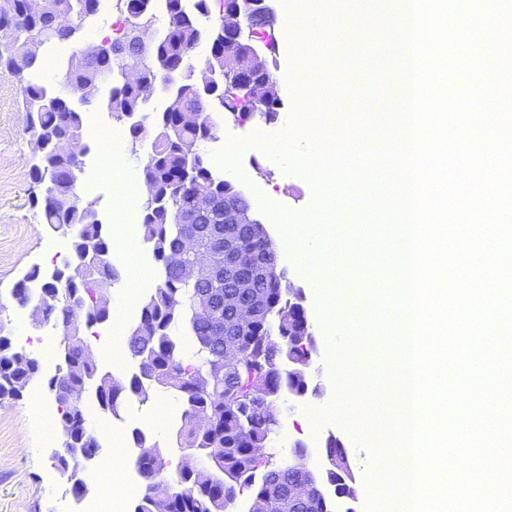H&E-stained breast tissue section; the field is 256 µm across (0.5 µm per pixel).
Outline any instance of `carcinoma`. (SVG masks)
I'll return each mask as SVG.
<instances>
[{"label":"carcinoma","instance_id":"obj_1","mask_svg":"<svg viewBox=\"0 0 512 512\" xmlns=\"http://www.w3.org/2000/svg\"><path fill=\"white\" fill-rule=\"evenodd\" d=\"M239 25L224 41L227 0H166L164 12H150L146 0H116L122 16L119 34L97 48L95 54L66 71L69 95L51 93L38 80L35 66L42 49L70 40L69 32H81L100 15L101 0H44L31 10V0H0V32H11L9 50L0 52V75L18 87L26 112L25 132L37 150L31 177L42 187L34 199L43 207L45 223L69 241L74 260L85 259L82 276L68 275L69 264L54 278L39 266L32 267L17 283L14 296L30 309L38 323L63 328L60 374L69 389L56 394L61 410L62 448L56 466L82 496L87 487L79 476L80 459L99 450L97 437L87 430L83 394L91 388L98 407L114 412L131 395L145 401L153 388L175 391L186 404L177 445L186 450L177 471L166 476L167 462L157 451L142 452L137 466L145 492L135 512H155L153 501L166 497L170 512H235L240 496L264 498L268 512H331L325 496L309 486L300 471L288 463L274 462L264 453L278 429L277 415L267 411L284 390L309 388L306 379L288 372L292 359L305 362L313 334L305 311L283 283L261 270L245 274L247 284L226 280L186 279L181 265L170 261L183 247L185 224L219 230L204 247L216 259L227 262L226 240L239 244L252 262L264 259L265 240L254 235L251 224L224 223V206L250 210L241 191L224 180L208 157L198 151L203 142L217 140L215 114L229 112L241 121L258 113L267 120L276 115L277 97L271 74L256 61L254 47L262 42L273 53L276 44L266 27L268 9L257 12L255 0H234ZM218 12H213V8ZM217 14L209 32V53L200 58L196 49L203 37L197 17ZM264 84L256 99L252 85ZM161 86L171 92L166 109L151 127L138 119L150 89ZM109 87L106 101L112 116L128 124L132 152L148 144L141 168L148 193L142 203L141 233L160 264L161 281L142 303L139 322L128 338V349L139 361L138 372L126 381L99 373L81 326L106 321L109 308L102 294L117 280L112 267V240L98 218L96 203L78 190L83 165L61 145L82 146L84 117L73 103H88L99 88ZM210 197L215 208L197 219L196 200ZM38 283L44 289L41 302L29 300L28 289ZM206 310L197 313L200 305ZM252 309L251 322H237L236 305ZM183 328L196 346L194 359L185 363L173 331ZM238 344V354L225 353V337ZM38 362L15 349L12 338L0 334V401L18 400L38 373ZM330 459L324 479L333 488L347 469L336 440L326 448Z\"/></svg>","mask_w":512,"mask_h":512}]
</instances>
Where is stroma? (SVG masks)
<instances>
[{
  "instance_id": "1",
  "label": "stroma",
  "mask_w": 512,
  "mask_h": 512,
  "mask_svg": "<svg viewBox=\"0 0 512 512\" xmlns=\"http://www.w3.org/2000/svg\"><path fill=\"white\" fill-rule=\"evenodd\" d=\"M273 22L270 33L275 40V52H261L260 59L269 70L278 91L279 105L273 120L255 116L247 122H239L232 115L219 117L218 141L208 143L206 149L214 167L225 180L244 192L252 206V215L263 224L271 239L279 268L286 271L290 280L305 293L304 308L309 324L317 338L319 352L314 360L315 380L325 387L322 397L303 399L283 393L278 406L283 413L282 426L273 435L267 451L274 459L287 457L294 442H304L310 449L309 467L325 465V443L328 437H337L344 446L351 464L357 494V512H379L378 497L371 484V476L377 465L374 444L356 433L343 420L337 419L342 395L333 378L329 352L340 347L342 337L331 336L325 324L327 309L312 286L311 272L302 270L303 259L293 248L284 243L286 222L304 217L322 200L312 184L301 175L285 172L270 158L263 146L270 141L283 139L292 128L296 103L289 96L284 81L286 72L293 68L285 48L282 0H266ZM102 29H94L82 37L80 43H66L40 53V81L54 90H62L63 74L76 65L80 49L100 46L103 29L111 28L116 17L113 0H102ZM374 59L373 76L349 71L345 84L354 90L367 86L370 79H377L381 88L379 104L382 114L373 115V129L385 128L384 113L400 105L402 74L400 70H386L384 55L379 45H372ZM85 118L83 143L87 152L83 157L84 171L79 182V192L86 199L95 201L96 209L109 233L117 237L112 247L111 260L120 273L117 281L105 291L107 301H115L120 289L132 288L137 299H144L160 282V270L152 252L140 232L139 212H128L121 198L125 192H138L143 184L141 162L127 157L123 167L114 175L103 169L104 143L116 121L107 112L102 97H94L80 104ZM25 114L20 95L12 81L0 75V330L12 340L39 333L29 309L20 307L13 289L23 275L35 265L47 266L48 244H56L61 263L71 262L72 256L63 236L45 224L41 208L34 198L40 189L30 177L34 162V147L24 132ZM237 142L241 149L231 159H224V145ZM372 260L363 244L351 243L339 256H325L321 268L336 303L349 298H361L354 307L357 316L374 314L378 301L375 289L363 288L361 278L371 272ZM388 342L381 348L366 347L353 375L375 379L378 388L389 389L393 385L392 371L398 364L396 343L392 339L393 328H386ZM29 357L37 359L40 370L27 385L21 399L0 401V512H75L76 495L71 484L52 464L51 443L48 435H59V420H46L43 410L50 401L42 397L47 380L55 372L40 350L28 349ZM163 388H156L147 403L127 401L118 416L101 413L93 394H85L87 423L97 431L101 445L99 454L106 458H118L119 469L104 466L99 475L87 480V497L106 492L111 480L124 477L133 468L135 453L129 442L114 445L110 431L118 426L125 431L140 429L145 437L146 449L158 450L170 464H178L182 452L176 445V430L181 423L184 404L172 398L168 414H160L159 398ZM325 412L324 420H315L313 411Z\"/></svg>"
}]
</instances>
